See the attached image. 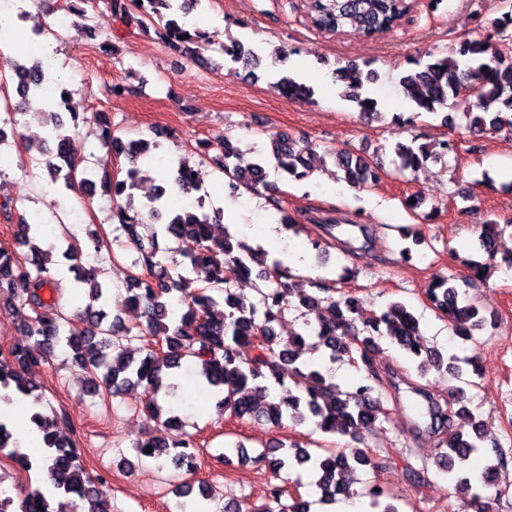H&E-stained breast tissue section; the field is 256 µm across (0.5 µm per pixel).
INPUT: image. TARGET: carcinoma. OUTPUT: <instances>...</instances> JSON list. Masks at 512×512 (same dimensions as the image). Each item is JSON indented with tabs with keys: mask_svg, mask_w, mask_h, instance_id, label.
I'll use <instances>...</instances> for the list:
<instances>
[{
	"mask_svg": "<svg viewBox=\"0 0 512 512\" xmlns=\"http://www.w3.org/2000/svg\"><path fill=\"white\" fill-rule=\"evenodd\" d=\"M207 0H108L112 12L125 22L139 14L138 24L145 30L154 27L160 38L171 46L186 41L188 31L180 23L183 15L200 8ZM506 11L493 22L494 34L473 36L460 41L444 56H434L422 69L401 77L410 89L409 98L414 116L436 114L467 103L463 113L468 132L478 135L504 126L512 127V0H502ZM411 10L410 0H333L326 5L314 4L312 25L331 33L355 31L365 37L398 25ZM235 62L256 57L253 47L240 40L230 44ZM7 64L15 84L26 86L27 76L19 69L36 68L37 60L9 59ZM357 66L350 64L333 71L337 80H349L343 98L354 104L364 117L381 115L377 101L362 92L364 83L375 80L370 70L365 79L350 80ZM276 86L291 100L305 99L313 94L306 84L288 73L281 72ZM48 111L38 113V125L49 128L46 137L22 135L26 151L44 157L53 183L74 191L80 187L112 198V218L125 235L127 245L136 253L130 261L126 278V304L142 310L144 323L133 329L119 315L107 310L108 286L102 281V270L96 266L80 270L77 281L85 285V304L69 311L65 287L55 277L53 251L36 243L37 225L19 218L17 237L28 247L27 258L0 248V298L8 305L19 304L31 310L25 324L26 344H16L10 351L11 360L0 363V400L10 403L19 396L39 402L42 383L35 368L49 362L54 348L60 344L69 348L72 362L85 373L87 390L94 395L117 396L129 389L141 388L146 395L145 408L156 419H162L166 429L180 427L177 418L163 417L164 401L173 396L176 385L167 376L182 367V360L191 357L201 364V376L206 386L201 394L217 398V407L234 418L263 420L274 427L289 421L300 424L316 421L325 433L349 436L355 440L388 419L382 393L375 383L378 372L373 355L383 337L390 339L416 365L419 376L434 370L458 381L444 399H439L421 386L414 392L428 406L430 423L427 431L438 436V454L443 471L448 473L455 493L464 497L463 507L476 506L478 512H489L490 504L502 491L496 481L497 464L489 463L480 472L479 492H472L471 478L465 474L470 457L478 451L481 440L480 424L473 435L464 437L450 430L453 409L465 411L468 401L463 380L464 366H475L476 356L460 359L443 356L427 346L419 329L418 319L402 302H390L384 309L369 312L363 302L347 295L338 300L323 296L325 286L316 290L295 287L289 267L278 259L268 260V253L237 240L223 226V212L207 211L199 201L193 207L171 205V187L191 190L192 165L187 158L170 162L169 175L161 178L165 194H151L135 204L137 182L143 170L140 160L160 148L156 139L125 140L112 134L106 112L87 117L79 112L56 111L47 102ZM93 124L100 133V143L106 153L124 156L131 167L122 179L104 178L101 183L79 170V161L69 151L70 137L82 125ZM214 157L218 168L236 189L267 186L266 162L274 160V170L302 180L311 171L309 156L312 148L301 147L284 134L270 138L268 147L257 151L252 161L242 158L239 148L228 137L218 144ZM457 151L452 140L440 144L432 141L415 145L397 143L395 153L400 160L399 171L416 172L428 159ZM339 179L352 188L375 186L382 180V169L366 161L352 162L342 151L335 153ZM149 220L160 225L149 237L139 228ZM504 229L495 221L484 224L477 236L478 251L492 261L500 253ZM193 238L198 245L188 256L190 275L176 271L169 263V253L182 238ZM232 266L239 276L255 275L272 286L259 291V298L247 303L233 292L224 269ZM52 293L50 299L44 290ZM432 305L456 334L465 341L474 340V332L483 329L487 318L478 307L463 304L452 278L438 276L428 291ZM328 303L330 315L315 323L308 315L322 303ZM293 310L303 318V328L288 338L277 335L274 324ZM152 341L143 346L146 354L136 359L125 343L134 340ZM330 351L331 356L352 355L366 376L360 383L343 390L332 381L328 372L312 368L301 361V351L308 341ZM162 346L156 350L152 343ZM293 383L282 391L286 383ZM30 422L41 436L46 452L39 461L20 450L13 432L0 419V451L11 448L9 457L24 470L37 468L46 474L54 489L51 495L36 488L12 509L13 499L0 498V512H112L108 500L100 497L96 478L89 472L74 444L63 435L62 421L52 413L35 411ZM241 443L228 449L238 451L241 465L261 464L273 477L280 476L286 464L308 466L313 471L314 485L323 504L357 495L353 485L357 471L372 464L362 448H325L317 453L296 443L282 442L251 456L240 451ZM139 455L151 458L188 474L196 471V455L191 437L170 438L164 432L141 440L136 445ZM151 452H146V449ZM261 512H308L303 496L285 498L284 486L267 482Z\"/></svg>",
	"mask_w": 512,
	"mask_h": 512,
	"instance_id": "obj_1",
	"label": "carcinoma"
}]
</instances>
